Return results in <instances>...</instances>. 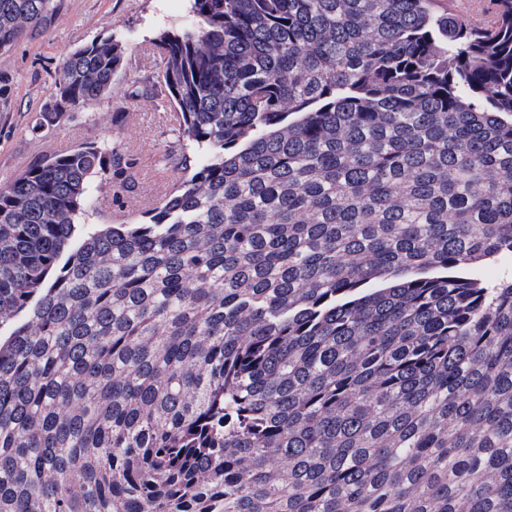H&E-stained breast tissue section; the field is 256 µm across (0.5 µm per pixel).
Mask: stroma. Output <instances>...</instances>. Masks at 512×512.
Instances as JSON below:
<instances>
[{
    "instance_id": "1",
    "label": "stroma",
    "mask_w": 512,
    "mask_h": 512,
    "mask_svg": "<svg viewBox=\"0 0 512 512\" xmlns=\"http://www.w3.org/2000/svg\"><path fill=\"white\" fill-rule=\"evenodd\" d=\"M188 18L187 0H53L46 25L0 52V185L45 155L104 140L122 163L95 191L86 223L127 224L153 197H167L186 149L164 105L160 58L148 43ZM119 31L127 36L124 67L108 98L68 113L50 132L37 130L64 54Z\"/></svg>"
}]
</instances>
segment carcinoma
<instances>
[{"label":"carcinoma","mask_w":512,"mask_h":512,"mask_svg":"<svg viewBox=\"0 0 512 512\" xmlns=\"http://www.w3.org/2000/svg\"><path fill=\"white\" fill-rule=\"evenodd\" d=\"M52 0H0V51ZM189 0L195 164L81 224L97 141L0 185V512H512V0ZM66 54L37 129L106 98ZM438 5L441 8L448 6L469 17L475 22L485 19L493 9L492 0H439Z\"/></svg>","instance_id":"carcinoma-1"}]
</instances>
